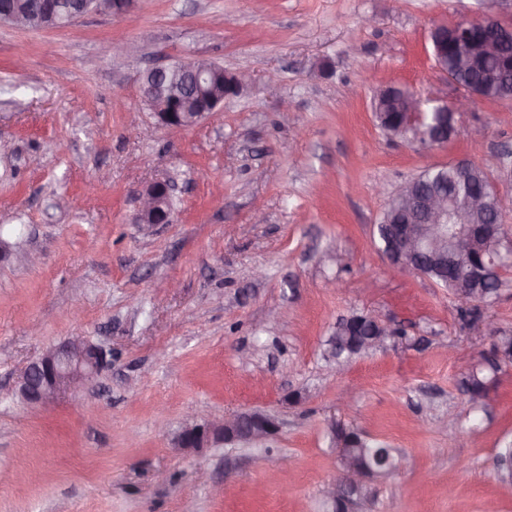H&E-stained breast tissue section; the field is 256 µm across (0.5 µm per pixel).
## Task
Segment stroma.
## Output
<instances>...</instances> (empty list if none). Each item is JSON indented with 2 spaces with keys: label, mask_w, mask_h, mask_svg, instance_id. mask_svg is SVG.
Returning <instances> with one entry per match:
<instances>
[{
  "label": "stroma",
  "mask_w": 512,
  "mask_h": 512,
  "mask_svg": "<svg viewBox=\"0 0 512 512\" xmlns=\"http://www.w3.org/2000/svg\"><path fill=\"white\" fill-rule=\"evenodd\" d=\"M489 16L512 23V0H134L127 19L0 26V512H322L337 422L405 457L370 482L373 512H512L493 475L512 366L475 414L449 357L512 336V268L467 323L373 239L423 169L512 154V102L476 100L434 148L373 114L389 85L452 100L429 33ZM113 39L135 53L106 55ZM195 55L251 78L194 127H156L141 76ZM158 180L171 223H135ZM356 312L399 335L337 374L330 338ZM77 335L112 351L96 385L23 403L25 367ZM249 409L275 439L179 447Z\"/></svg>",
  "instance_id": "1"
}]
</instances>
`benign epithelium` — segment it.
I'll list each match as a JSON object with an SVG mask.
<instances>
[{
	"instance_id": "7a95c632",
	"label": "benign epithelium",
	"mask_w": 512,
	"mask_h": 512,
	"mask_svg": "<svg viewBox=\"0 0 512 512\" xmlns=\"http://www.w3.org/2000/svg\"><path fill=\"white\" fill-rule=\"evenodd\" d=\"M87 9L86 13H63L58 10L52 14H45V17L51 26L69 27L89 13L113 11L112 0H92ZM451 29L454 30L453 42L446 51L439 53L434 61L436 67L447 75L448 83L458 91V95L450 103V113L455 117L470 107V100L475 97V92L461 87L453 78L450 67L458 65L464 69L477 68L486 59L507 60L506 47L512 44V24L486 17L453 25ZM177 68L188 74L190 85L195 88L200 84L201 75L209 70H215L216 65L210 64L205 58L195 57L150 70L141 79V98L151 100L160 89V82L166 72ZM223 76L222 86H211L199 100L196 112L184 111L185 95H169L161 107L153 110L157 124L171 129L190 127L217 111L224 105L225 98L238 93L242 85L249 80V76L243 72H225ZM444 129L446 122L443 121L435 128L421 131L416 136V142L428 148L440 145L447 141L443 134ZM171 191L172 186L167 181L149 184L139 199L134 223H169L166 201ZM492 200L496 201L501 212L512 206V203L500 195L493 182L490 183V190L466 198V202L470 203L472 208L480 210L486 209ZM403 213L402 222L394 227L389 249L383 252L391 267L419 274L421 257L427 254L439 257L441 266L452 274L468 267L473 277L477 279L486 275L487 269L484 267H469V257L475 239L490 232L487 225H468V229L459 236L453 250L444 253L441 251L440 226L448 223V197L445 194L434 192L411 195L403 203ZM370 321L374 323L375 331L372 338L363 343L365 348L385 344L383 330L389 329L384 321L374 316L370 317ZM111 359L112 351L92 343L84 336H71L28 364L18 381L17 392L26 403L45 407L66 392L93 386L97 376ZM279 428L280 423L275 415L263 410H250L225 419L192 426L181 435L180 445L184 448H199L212 440L226 444L263 441L274 436ZM366 480L364 471L356 466H349L342 472L340 479L324 489V496L341 500L339 512H351L356 504L340 492V486L344 483L359 486Z\"/></svg>"
}]
</instances>
